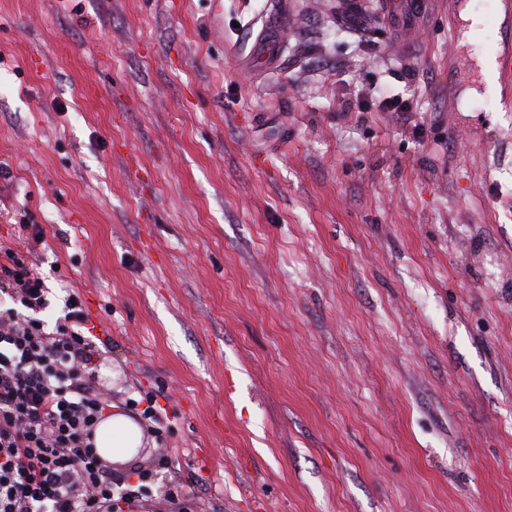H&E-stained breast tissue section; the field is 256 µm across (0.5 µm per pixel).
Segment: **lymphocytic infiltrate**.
Wrapping results in <instances>:
<instances>
[{
  "label": "lymphocytic infiltrate",
  "instance_id": "f902f5d3",
  "mask_svg": "<svg viewBox=\"0 0 512 512\" xmlns=\"http://www.w3.org/2000/svg\"><path fill=\"white\" fill-rule=\"evenodd\" d=\"M0 264V512H113L116 474L93 442L107 402L88 365L95 344L80 297L62 320L39 270L13 252Z\"/></svg>",
  "mask_w": 512,
  "mask_h": 512
}]
</instances>
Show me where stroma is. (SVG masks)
I'll list each match as a JSON object with an SVG mask.
<instances>
[{
    "label": "stroma",
    "instance_id": "obj_1",
    "mask_svg": "<svg viewBox=\"0 0 512 512\" xmlns=\"http://www.w3.org/2000/svg\"><path fill=\"white\" fill-rule=\"evenodd\" d=\"M272 2L0 0V247L84 302L121 510L512 512V0H285L265 74ZM429 3V1L390 0L384 1L383 5L385 13L394 17L402 29L410 30L424 19ZM285 15L275 8L263 20L261 38L255 44L256 57L269 67L279 62V45ZM359 107L361 110L366 112L371 110L373 107L389 112H400L402 117L406 119L408 118V113L412 110L408 102L397 96H380L375 98V100H373V98L370 100L364 99L360 101Z\"/></svg>",
    "mask_w": 512,
    "mask_h": 512
}]
</instances>
